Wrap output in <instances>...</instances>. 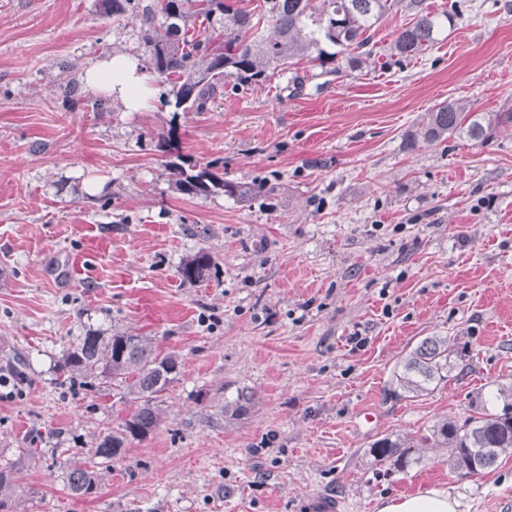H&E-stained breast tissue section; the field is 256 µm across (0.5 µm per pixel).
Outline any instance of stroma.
Wrapping results in <instances>:
<instances>
[{
  "mask_svg": "<svg viewBox=\"0 0 512 512\" xmlns=\"http://www.w3.org/2000/svg\"><path fill=\"white\" fill-rule=\"evenodd\" d=\"M459 2L403 69L324 75L304 59L176 114L155 78L137 112L87 81L138 57V17L0 0V512H378L432 487L463 512H512V457L462 477L435 454L379 482L367 454L512 382V126L406 144L443 101L512 112V0ZM179 154L274 191L181 194L166 170ZM200 251L213 268L184 281ZM89 331L154 337L181 367L157 428L74 496L68 460L126 415L100 388L57 382ZM436 335L468 350L448 384L386 399L397 361Z\"/></svg>",
  "mask_w": 512,
  "mask_h": 512,
  "instance_id": "obj_1",
  "label": "stroma"
}]
</instances>
